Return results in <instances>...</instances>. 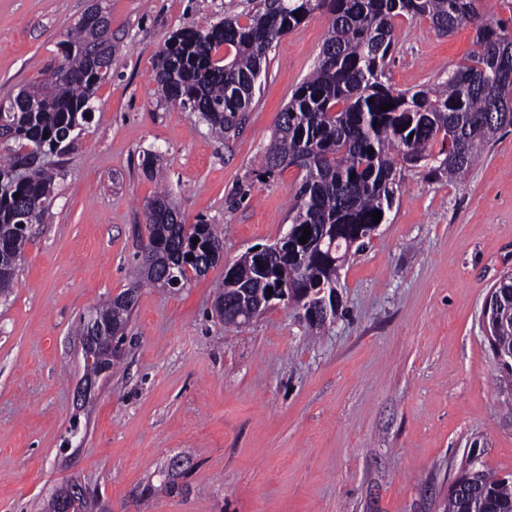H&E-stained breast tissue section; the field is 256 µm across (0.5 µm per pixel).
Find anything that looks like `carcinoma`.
<instances>
[{
	"label": "carcinoma",
	"instance_id": "carcinoma-1",
	"mask_svg": "<svg viewBox=\"0 0 512 512\" xmlns=\"http://www.w3.org/2000/svg\"><path fill=\"white\" fill-rule=\"evenodd\" d=\"M482 2L256 0L243 20L228 16L211 27L181 29L165 41L154 81L165 98L189 105L212 131L227 137L250 111L273 44L317 11L330 16L317 64L280 111L265 154L266 172L296 166L302 173L293 194L288 252L263 276L250 251L234 263L240 277L222 279L213 301L224 323L249 312V305L236 299V289L249 283L262 281L266 288L281 283L295 289L297 301L314 282L337 284L349 253L370 239L372 214H385L395 203L397 161L436 160L432 171L453 179L512 127V118L495 110L496 98L512 89V0H502L509 17L494 23L485 19ZM405 17L425 18L442 35L470 25L477 50L450 68L442 83L398 91L385 68L396 44L394 20ZM60 46L52 76L28 82L0 107V143L9 151L0 160L1 295L16 284L26 227L41 223L53 204L54 158L75 147V132L89 123L94 90L111 77L109 12L93 24L77 22ZM221 50L224 57L218 59ZM389 103L394 107L381 110ZM173 213L181 215L166 190L144 210L156 242L149 256L154 273L146 274L153 285L169 270L185 285L224 253L223 237L213 225L174 224ZM306 228L311 233L303 244ZM132 310L122 294L91 314L125 327ZM488 329L512 348V314L489 317ZM476 472L475 486L449 497L446 512H512V476Z\"/></svg>",
	"mask_w": 512,
	"mask_h": 512
}]
</instances>
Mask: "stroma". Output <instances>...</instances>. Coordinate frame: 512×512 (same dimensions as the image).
I'll use <instances>...</instances> for the list:
<instances>
[{
  "mask_svg": "<svg viewBox=\"0 0 512 512\" xmlns=\"http://www.w3.org/2000/svg\"><path fill=\"white\" fill-rule=\"evenodd\" d=\"M89 4L0 0V101L50 72ZM104 5L111 76L0 298V512H42L73 477L111 512H443L470 459L512 474V384L482 325L490 288L512 270V128L459 178L401 166L397 199L345 262L324 325L282 304L228 326L212 313L225 266L290 222L301 173L265 175L262 159L328 16L273 45L244 124L219 139L158 91L156 57L173 32L245 15L253 0ZM395 30L387 76L402 91L444 80L474 48L469 27L444 36L417 18ZM163 183L186 223L224 237L222 265L173 291L145 285L140 268L144 208ZM133 286L118 366L77 405L73 330Z\"/></svg>",
  "mask_w": 512,
  "mask_h": 512,
  "instance_id": "stroma-1",
  "label": "stroma"
}]
</instances>
